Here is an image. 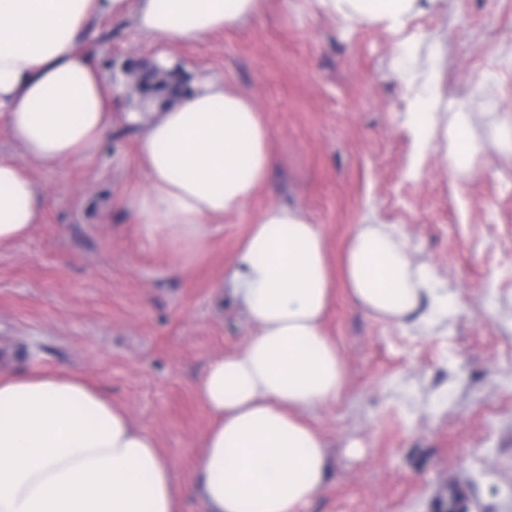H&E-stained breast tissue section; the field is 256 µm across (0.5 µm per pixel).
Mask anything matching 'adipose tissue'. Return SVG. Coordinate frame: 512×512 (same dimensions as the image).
<instances>
[{"label": "adipose tissue", "instance_id": "adipose-tissue-1", "mask_svg": "<svg viewBox=\"0 0 512 512\" xmlns=\"http://www.w3.org/2000/svg\"><path fill=\"white\" fill-rule=\"evenodd\" d=\"M259 0H0V119L28 157L52 169L90 155L112 126L120 92L93 65L82 33L131 18L159 44L202 41L252 18ZM417 0H318L351 25L403 31ZM436 84L411 102L419 148L443 138L458 174L478 151L467 113L445 117ZM147 185L119 205L167 247L172 272L194 266L217 224L239 212L276 163L252 97L224 80L148 112L133 111ZM40 191L0 160V245L39 224ZM333 274L321 228L298 207L270 206L250 223L225 278L254 331L196 384L216 417L192 473L178 477L153 436L74 371L0 375V512H303L323 492L328 445L303 417L344 392L343 357L323 322L337 285L367 316L399 326L447 319L454 299L430 264L414 262L393 224L356 225Z\"/></svg>", "mask_w": 512, "mask_h": 512}]
</instances>
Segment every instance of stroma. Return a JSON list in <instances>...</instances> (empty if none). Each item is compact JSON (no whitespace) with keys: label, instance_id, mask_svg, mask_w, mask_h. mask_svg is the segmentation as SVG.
I'll use <instances>...</instances> for the list:
<instances>
[{"label":"stroma","instance_id":"1","mask_svg":"<svg viewBox=\"0 0 512 512\" xmlns=\"http://www.w3.org/2000/svg\"><path fill=\"white\" fill-rule=\"evenodd\" d=\"M414 73H437L444 101L472 118L480 155L462 177L443 140L419 151L402 37ZM83 41L123 94L97 152L46 169L0 120V158L22 165L45 199L40 224L0 247V373L84 374L188 474L213 417L196 383L252 329L216 288L249 221L302 208L337 262L366 214L397 225L457 306L446 323L403 329L367 317L337 288L325 328L346 366L335 404L309 413L332 458L305 512H512V0H418L403 34L344 25L315 0H262L242 26L159 46L131 19L92 23ZM176 62L161 71L158 52ZM247 92L272 130L276 164L204 257L170 274L117 200L145 186L140 132L127 112L192 90L200 77ZM361 445L350 452L349 442Z\"/></svg>","mask_w":512,"mask_h":512}]
</instances>
